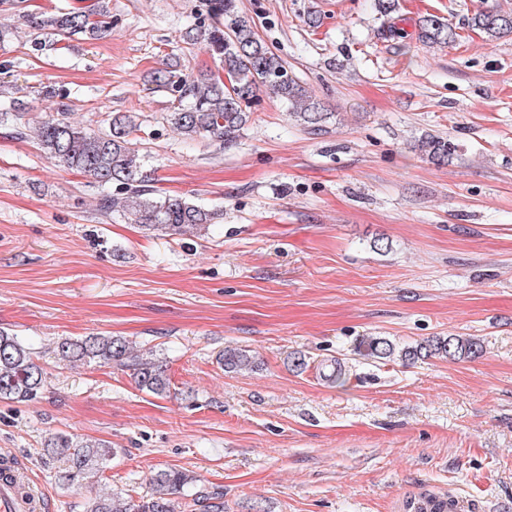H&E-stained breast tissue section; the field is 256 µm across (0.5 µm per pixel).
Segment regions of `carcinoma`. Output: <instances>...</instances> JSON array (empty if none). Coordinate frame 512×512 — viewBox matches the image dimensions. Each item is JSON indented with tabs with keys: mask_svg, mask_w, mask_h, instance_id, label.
I'll use <instances>...</instances> for the list:
<instances>
[{
	"mask_svg": "<svg viewBox=\"0 0 512 512\" xmlns=\"http://www.w3.org/2000/svg\"><path fill=\"white\" fill-rule=\"evenodd\" d=\"M32 23L50 31L54 44L102 39L112 34L110 0H96L89 10L60 8L45 19L33 18ZM467 26L490 40L497 39L512 33V14L478 11L468 18ZM457 37L444 17L429 13L419 21L417 38L422 43L451 46ZM182 40L190 46L203 45L224 71L222 78L192 77L171 67L154 72L153 83L178 94V106L167 121L184 138L226 145L236 142L251 120L250 104L262 89L285 102L294 120L306 129L319 130L332 117L288 72L280 56L258 34L254 18L238 8L237 0H200L196 21L185 29ZM2 124L12 126L16 138L36 141L60 165L90 177L100 189L97 207L103 214L117 208L145 230L169 236L204 232L215 219L214 210L153 186L139 150L132 147L138 124L130 113L112 115L107 128L97 132L71 121L66 112L36 122L26 119L23 112H1ZM417 147L433 163L448 160L444 139L425 137ZM357 351L370 358L413 364L429 357L471 358L482 352V346L471 336L448 335L400 348L386 337L372 336L362 339ZM54 358L69 364L108 365L130 372L141 391L156 396L170 392L163 358L153 349L133 353L122 336L63 338L54 346ZM219 361L227 372L255 367L248 351L236 347L225 348ZM43 388V368L33 352L19 336L0 329V401L33 400ZM115 454L116 449L105 441H77L63 433L50 435L44 443V455L65 464V479L72 483L104 473ZM152 482L148 496L135 500L130 495L103 493L92 499L86 512H177V495L192 487L195 479L174 468L158 471ZM191 497L192 506L200 512H224V491L218 487L195 490ZM415 512H454V501L428 495Z\"/></svg>",
	"mask_w": 512,
	"mask_h": 512,
	"instance_id": "obj_1",
	"label": "carcinoma"
}]
</instances>
